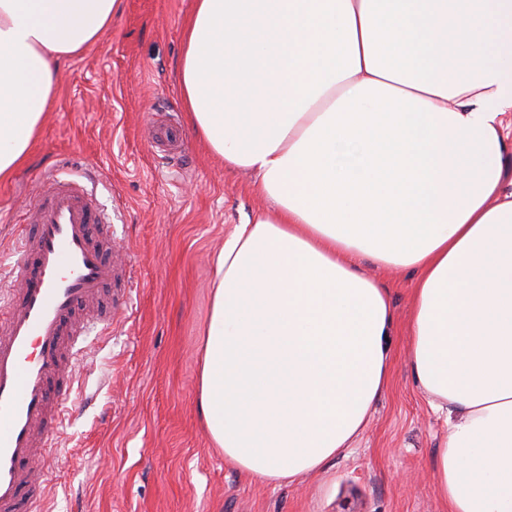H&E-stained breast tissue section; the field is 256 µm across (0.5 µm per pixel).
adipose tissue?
Here are the masks:
<instances>
[{
	"mask_svg": "<svg viewBox=\"0 0 512 512\" xmlns=\"http://www.w3.org/2000/svg\"><path fill=\"white\" fill-rule=\"evenodd\" d=\"M121 0H0V179L58 63ZM187 121L275 204L224 240L199 404L269 484L318 470L388 381L392 309L360 257L417 274L411 370L446 413L449 512H512V0H195Z\"/></svg>",
	"mask_w": 512,
	"mask_h": 512,
	"instance_id": "obj_1",
	"label": "adipose tissue"
}]
</instances>
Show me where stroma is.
Masks as SVG:
<instances>
[{
    "label": "stroma",
    "instance_id": "1",
    "mask_svg": "<svg viewBox=\"0 0 512 512\" xmlns=\"http://www.w3.org/2000/svg\"><path fill=\"white\" fill-rule=\"evenodd\" d=\"M195 0H122L97 39L59 64L27 161L0 180V281L42 177L91 184L135 291L106 339L90 343L38 494L48 512H448L435 463L448 435L411 373L417 275L364 259L394 316L388 384L360 435L322 470L249 480L213 448L198 382L218 256L239 224L271 208L254 174L225 166L196 135L174 160L149 130L183 114L178 64Z\"/></svg>",
    "mask_w": 512,
    "mask_h": 512
}]
</instances>
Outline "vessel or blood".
Listing matches in <instances>:
<instances>
[{"label":"vessel or blood","mask_w":512,"mask_h":512,"mask_svg":"<svg viewBox=\"0 0 512 512\" xmlns=\"http://www.w3.org/2000/svg\"><path fill=\"white\" fill-rule=\"evenodd\" d=\"M156 145L175 148L184 132L157 125ZM111 226L95 197L54 179L16 225L11 285L0 289V512L22 509L24 490L42 485L55 437L72 412V371L82 333L109 334L129 300L131 265L107 256Z\"/></svg>","instance_id":"obj_1"}]
</instances>
